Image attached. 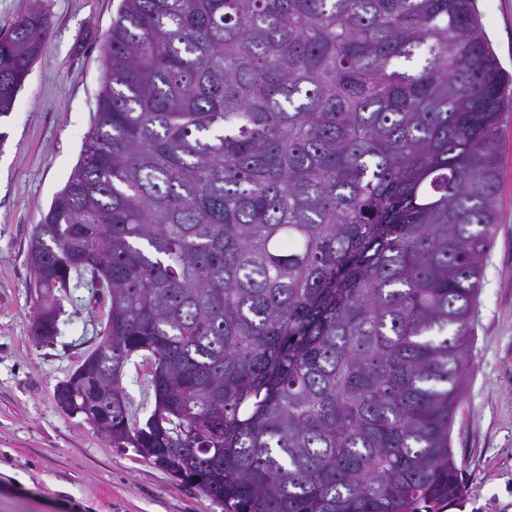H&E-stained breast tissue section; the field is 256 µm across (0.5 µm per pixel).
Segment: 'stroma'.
Returning a JSON list of instances; mask_svg holds the SVG:
<instances>
[{"label": "stroma", "instance_id": "35a3bbf8", "mask_svg": "<svg viewBox=\"0 0 512 512\" xmlns=\"http://www.w3.org/2000/svg\"><path fill=\"white\" fill-rule=\"evenodd\" d=\"M119 0H0V34L28 12L50 37L9 116L0 118V512H223L133 450L112 447L54 400L100 341L108 296L72 289L61 333L35 339L28 246L77 165L103 78ZM482 30L512 74V0H476ZM500 224L471 323L472 371L451 431L466 495L443 512H512V106L505 111Z\"/></svg>", "mask_w": 512, "mask_h": 512}]
</instances>
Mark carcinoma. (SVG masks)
Returning a JSON list of instances; mask_svg holds the SVG:
<instances>
[{
  "label": "carcinoma",
  "instance_id": "carcinoma-1",
  "mask_svg": "<svg viewBox=\"0 0 512 512\" xmlns=\"http://www.w3.org/2000/svg\"><path fill=\"white\" fill-rule=\"evenodd\" d=\"M0 36V117L45 52ZM36 225L33 336L107 291L87 410L224 512H441L512 76L476 0H121ZM149 364L140 422L121 385Z\"/></svg>",
  "mask_w": 512,
  "mask_h": 512
}]
</instances>
